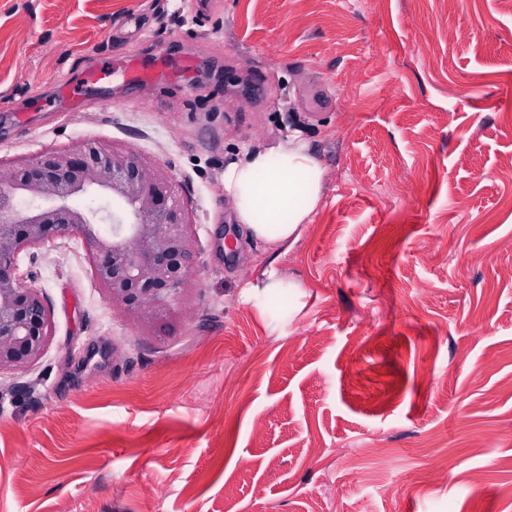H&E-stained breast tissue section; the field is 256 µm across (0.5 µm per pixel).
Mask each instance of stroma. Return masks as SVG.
I'll return each instance as SVG.
<instances>
[{"mask_svg": "<svg viewBox=\"0 0 512 512\" xmlns=\"http://www.w3.org/2000/svg\"><path fill=\"white\" fill-rule=\"evenodd\" d=\"M157 47L192 71L125 83ZM295 130L325 191L275 253L224 165ZM85 138L171 172L198 266L142 324L78 237L20 254L53 336L0 377V512H512V0H0V159ZM296 284L288 282V285H285L283 280L279 276V272L277 268L270 263L268 267L262 272V279L255 283L249 284L246 288V294L250 298H257L259 296L258 288H263V293L269 294L276 291H282V288H295Z\"/></svg>", "mask_w": 512, "mask_h": 512, "instance_id": "35a3bbf8", "label": "stroma"}]
</instances>
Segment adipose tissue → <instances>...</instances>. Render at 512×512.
Masks as SVG:
<instances>
[{
    "instance_id": "obj_1",
    "label": "adipose tissue",
    "mask_w": 512,
    "mask_h": 512,
    "mask_svg": "<svg viewBox=\"0 0 512 512\" xmlns=\"http://www.w3.org/2000/svg\"><path fill=\"white\" fill-rule=\"evenodd\" d=\"M223 186L247 235L275 249L297 242L309 223L323 197L325 168L309 143L295 135L228 162Z\"/></svg>"
}]
</instances>
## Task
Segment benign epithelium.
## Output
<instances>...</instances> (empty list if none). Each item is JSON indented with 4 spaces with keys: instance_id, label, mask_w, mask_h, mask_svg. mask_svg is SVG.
Wrapping results in <instances>:
<instances>
[{
    "instance_id": "obj_1",
    "label": "benign epithelium",
    "mask_w": 512,
    "mask_h": 512,
    "mask_svg": "<svg viewBox=\"0 0 512 512\" xmlns=\"http://www.w3.org/2000/svg\"><path fill=\"white\" fill-rule=\"evenodd\" d=\"M87 194L103 205H78ZM192 226L172 174L134 149L85 139L0 161V376L34 365L53 335L42 295L17 275L21 252L80 238L112 305L148 322L184 299L197 259Z\"/></svg>"
}]
</instances>
